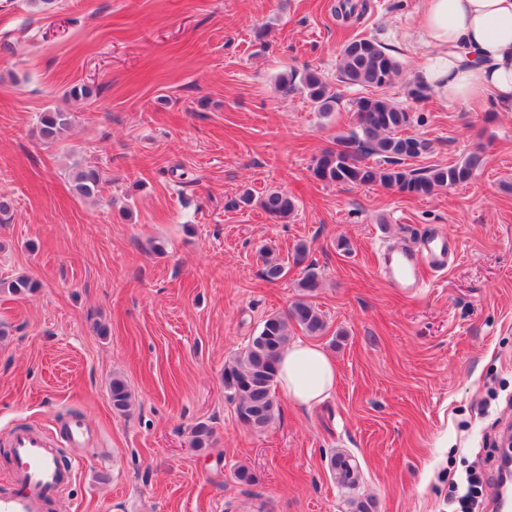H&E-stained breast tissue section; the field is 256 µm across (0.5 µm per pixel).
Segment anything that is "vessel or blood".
<instances>
[{"instance_id": "1", "label": "vessel or blood", "mask_w": 512, "mask_h": 512, "mask_svg": "<svg viewBox=\"0 0 512 512\" xmlns=\"http://www.w3.org/2000/svg\"><path fill=\"white\" fill-rule=\"evenodd\" d=\"M456 249V239L439 228L414 245L383 253L379 271L393 287L413 291L421 287L424 271L446 268ZM0 450L9 459L11 480L10 489L0 493V512H50L79 467L39 428L15 427L0 441Z\"/></svg>"}]
</instances>
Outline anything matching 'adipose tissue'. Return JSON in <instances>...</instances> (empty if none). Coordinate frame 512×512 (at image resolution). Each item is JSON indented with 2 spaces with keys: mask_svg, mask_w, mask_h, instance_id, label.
Wrapping results in <instances>:
<instances>
[{
  "mask_svg": "<svg viewBox=\"0 0 512 512\" xmlns=\"http://www.w3.org/2000/svg\"><path fill=\"white\" fill-rule=\"evenodd\" d=\"M417 35L427 50L423 81L440 98L512 114V0H421ZM274 388L312 407L334 392L336 362L320 346L294 340Z\"/></svg>",
  "mask_w": 512,
  "mask_h": 512,
  "instance_id": "ef3b65f1",
  "label": "adipose tissue"
}]
</instances>
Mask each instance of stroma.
Returning a JSON list of instances; mask_svg holds the SVG:
<instances>
[{
  "instance_id": "stroma-1",
  "label": "stroma",
  "mask_w": 512,
  "mask_h": 512,
  "mask_svg": "<svg viewBox=\"0 0 512 512\" xmlns=\"http://www.w3.org/2000/svg\"><path fill=\"white\" fill-rule=\"evenodd\" d=\"M0 0V437L81 415L93 440L68 449L76 479L56 512H449L472 469L491 472L512 425V115L410 97L425 50L420 0ZM376 38L401 63L387 96L429 149L407 169L483 161L467 183L418 196L317 181L314 157L354 128L369 88L339 82L340 50ZM313 69L336 97L322 116L281 74ZM88 85V100L63 91ZM69 109L52 144L39 117ZM98 167L100 198L71 176ZM282 189L285 221L258 205ZM253 204L244 205L243 194ZM458 241L447 269L405 293L378 273L381 248L432 228ZM304 262L263 275L262 251ZM314 272L317 336L337 382L322 404L279 399L271 425L242 424L224 364L285 312ZM124 378L128 412L113 410ZM210 447L190 445L197 422ZM356 488L329 469L334 451ZM246 467L250 481L236 471ZM329 467L336 474V480L342 487L352 488L357 485L360 470L355 459L346 451H336L332 454Z\"/></svg>"
}]
</instances>
